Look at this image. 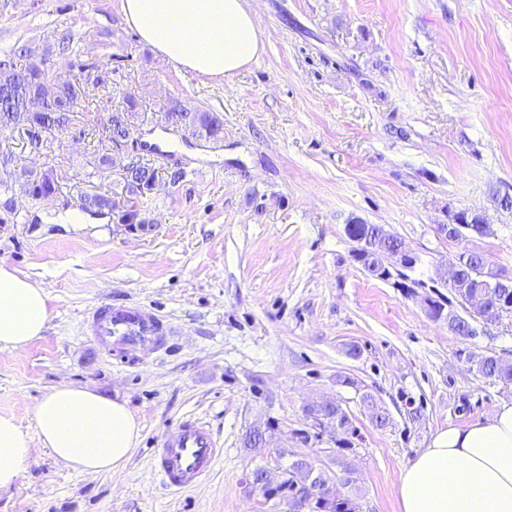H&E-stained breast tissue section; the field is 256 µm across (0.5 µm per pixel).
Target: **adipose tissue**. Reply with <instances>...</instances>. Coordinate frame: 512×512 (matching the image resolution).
<instances>
[{
	"label": "adipose tissue",
	"instance_id": "obj_1",
	"mask_svg": "<svg viewBox=\"0 0 512 512\" xmlns=\"http://www.w3.org/2000/svg\"><path fill=\"white\" fill-rule=\"evenodd\" d=\"M140 39L175 70L221 79L259 54V26L246 0H117ZM48 295L0 264V348L42 337ZM35 429L0 414V492L16 486L34 445L78 474L115 473L141 440L142 424L126 402L86 386L53 388L35 406ZM400 512H512V400L485 419L438 430L402 470Z\"/></svg>",
	"mask_w": 512,
	"mask_h": 512
}]
</instances>
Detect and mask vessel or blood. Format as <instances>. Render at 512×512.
<instances>
[{
	"label": "vessel or blood",
	"mask_w": 512,
	"mask_h": 512,
	"mask_svg": "<svg viewBox=\"0 0 512 512\" xmlns=\"http://www.w3.org/2000/svg\"><path fill=\"white\" fill-rule=\"evenodd\" d=\"M90 334L105 351H120L136 362L145 351L169 348L172 330L151 311L138 305L105 304L96 308ZM224 448L200 418L180 420L164 437L152 458L151 468L169 490L195 487L222 460Z\"/></svg>",
	"instance_id": "vessel-or-blood-1"
}]
</instances>
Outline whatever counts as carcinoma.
<instances>
[{
    "instance_id": "obj_1",
    "label": "carcinoma",
    "mask_w": 512,
    "mask_h": 512,
    "mask_svg": "<svg viewBox=\"0 0 512 512\" xmlns=\"http://www.w3.org/2000/svg\"><path fill=\"white\" fill-rule=\"evenodd\" d=\"M56 80L55 98L40 110L29 106V101L36 97L47 78ZM99 83V78L86 72L83 65L78 66V73L63 76L53 70L48 59L38 55L26 46L0 50V92L9 91L11 95H0V134L6 133L4 127L14 130L17 127L24 128L27 135V145L34 150L45 147L44 134L55 130H61L74 120V114L81 99L86 97L89 86ZM170 119L174 123L181 122L195 126L194 133L208 142H218L223 138L224 121L215 112H207L198 108H188L181 102L173 100L166 109ZM12 154L8 148H0V194L6 195V199L0 205L3 208L12 209V199L9 193L15 187L30 199L37 201L40 197L52 194L58 190V181L54 174L48 171H29L17 177L15 172L9 169ZM159 171L155 167L136 162L127 171L126 188L128 193L135 197H143L153 191L154 184L158 181ZM82 209L95 215L102 211H115L118 214V222L127 224H145L146 218L142 217L139 209L134 205L120 204L112 198L104 195L80 196ZM466 255L464 269L459 276V286L455 289L456 296L462 306L467 309V316L456 314L448 323L455 334L462 337H470L473 330L469 318L479 317L485 321L496 322L505 315H512V306L496 307L484 297V289L480 288L483 279L481 270L485 266L483 255L464 250ZM478 372L485 378L501 383L505 386L512 385V361H507L496 355H485L477 361ZM363 403L370 412L372 423L375 427L383 429L388 423L387 414L377 409L374 399L370 395L363 396ZM309 413L317 415L321 425L329 432H336V426L344 428V433L354 432L350 416L332 403H325L306 408ZM280 432L276 426H271L268 433L253 430L245 435V447L251 448L258 444H266L273 441V437ZM353 451L352 442L344 437L338 441L336 452V466L340 467V473L326 467L318 473L319 483L328 488L336 486L337 481L345 485H353L356 478L352 476V470L345 463L346 455ZM351 503H358V497L349 494L347 500H334L315 509V512H353L349 507Z\"/></svg>"
}]
</instances>
